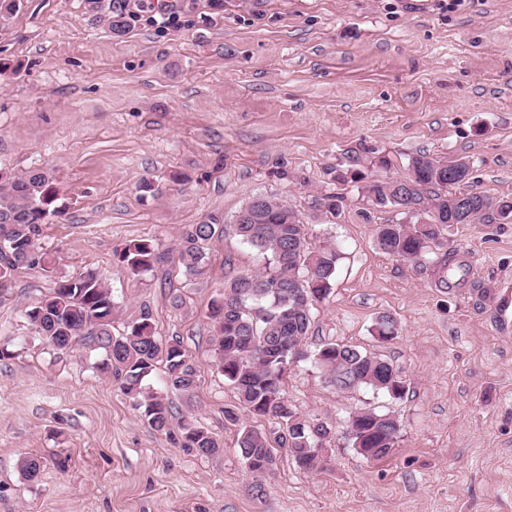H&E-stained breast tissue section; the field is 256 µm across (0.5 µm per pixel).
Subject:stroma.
Returning a JSON list of instances; mask_svg holds the SVG:
<instances>
[{"label": "stroma", "mask_w": 512, "mask_h": 512, "mask_svg": "<svg viewBox=\"0 0 512 512\" xmlns=\"http://www.w3.org/2000/svg\"><path fill=\"white\" fill-rule=\"evenodd\" d=\"M121 2L21 0L0 15V170H45L64 205L37 242L54 273L19 268L0 296V512H512V224L449 225L447 266L432 253L414 267L374 242L395 211L338 178L357 158L367 180L397 176L424 152L468 158L474 190L512 197V0H179L174 25L140 12L117 35ZM328 193L344 198L339 216L317 203ZM258 195L343 252L306 350L380 354L408 385L400 400L344 394L311 361L292 367L289 404L332 433L316 471L276 446L270 472L251 473L241 430L274 426L224 417L239 401L216 366L209 305L261 264L235 227ZM202 222L215 233L190 276L179 251ZM134 239L160 256L137 276L116 257ZM88 270L112 291L113 335L146 312L160 342L181 341L197 380L167 398L219 454L151 428L99 371L102 350L35 335L25 311ZM382 314L399 329L386 343L372 334ZM369 406L401 422L380 460L345 431Z\"/></svg>", "instance_id": "stroma-1"}]
</instances>
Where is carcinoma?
Returning a JSON list of instances; mask_svg holds the SVG:
<instances>
[{"label":"carcinoma","mask_w":512,"mask_h":512,"mask_svg":"<svg viewBox=\"0 0 512 512\" xmlns=\"http://www.w3.org/2000/svg\"><path fill=\"white\" fill-rule=\"evenodd\" d=\"M468 160H445L427 153L410 158L407 174L400 176L413 185L402 201L393 199V179L375 180L366 186L367 200L378 208H390L402 221L380 224L375 229L378 248L416 265L431 245L448 228V198L462 195L474 199L475 207L458 223L472 224L480 219L512 224V198H494L472 190H460L470 180ZM267 223L253 224L245 217L248 207L236 216L241 241L262 257L261 267L242 272L224 283L211 302L217 367L224 381L233 386L242 409L265 417L275 424L278 445L288 449L295 463L304 470L317 467L316 450L330 436L322 422L297 416L294 432H288V400L281 384L289 366L288 349L303 345L311 326L315 303L330 293L342 259L335 243L320 245L309 241L310 230L287 203L264 198ZM63 213L59 190L46 172L30 169L11 174L0 183V281H12L22 266L49 271L52 259L35 252L42 226ZM215 232L212 224H196L185 234L180 263L189 274H198L206 265L200 242ZM118 261L131 274L151 270L158 256L152 241L135 240L117 253ZM34 331L53 349H68L89 338L106 354L104 369L114 372L124 395L143 409L144 418L156 431L166 432L174 413L166 397L151 390L149 380L156 363L164 362V381L171 391L189 393L196 369L181 341L160 343L150 317L122 336L112 335V291L98 274L88 270L76 278L55 282L39 304L26 311ZM373 331L379 336L398 334L397 323L388 316L376 319ZM318 351L323 366L334 376L331 384L342 391L353 386L367 387L386 395L389 391L386 359L343 344L326 342ZM361 447L380 460L390 454L400 433V425L389 420V412L366 409L361 417ZM181 447L193 448L201 456H213L221 444L198 421H178ZM239 448L245 460L273 463L268 438L254 429L242 431Z\"/></svg>","instance_id":"carcinoma-1"}]
</instances>
